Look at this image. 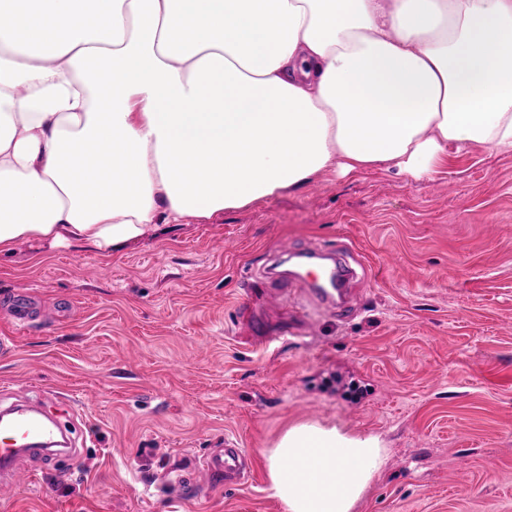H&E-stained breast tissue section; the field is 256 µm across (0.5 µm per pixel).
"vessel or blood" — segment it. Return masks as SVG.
I'll return each instance as SVG.
<instances>
[{"instance_id":"obj_1","label":"vessel or blood","mask_w":512,"mask_h":512,"mask_svg":"<svg viewBox=\"0 0 512 512\" xmlns=\"http://www.w3.org/2000/svg\"><path fill=\"white\" fill-rule=\"evenodd\" d=\"M301 271L297 276L305 293L335 313L337 319L348 320L357 311L352 288L355 268L340 248L320 247L299 257ZM62 434L57 420L27 407H13L0 413V489L20 487L28 478L16 460L21 445L39 443L53 445ZM245 449L237 440L225 439L223 447L211 449L195 461L183 481L187 487L224 481L231 485L245 476Z\"/></svg>"}]
</instances>
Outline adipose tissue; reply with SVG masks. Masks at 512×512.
Segmentation results:
<instances>
[{"label": "adipose tissue", "mask_w": 512, "mask_h": 512, "mask_svg": "<svg viewBox=\"0 0 512 512\" xmlns=\"http://www.w3.org/2000/svg\"><path fill=\"white\" fill-rule=\"evenodd\" d=\"M451 144L512 151V0H0V254L108 256L325 172L425 177ZM384 457L302 423L269 489L354 512Z\"/></svg>", "instance_id": "obj_1"}]
</instances>
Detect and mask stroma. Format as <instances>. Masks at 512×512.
<instances>
[{
	"instance_id": "stroma-1",
	"label": "stroma",
	"mask_w": 512,
	"mask_h": 512,
	"mask_svg": "<svg viewBox=\"0 0 512 512\" xmlns=\"http://www.w3.org/2000/svg\"><path fill=\"white\" fill-rule=\"evenodd\" d=\"M336 244L360 263L359 313L337 320L295 287L258 310L275 345L252 336L246 275ZM22 292L25 327L6 312ZM1 336L0 399L42 401L86 441L72 461L26 456L0 512H283L264 453L302 422L381 440L356 512H512V152L451 145L421 179L326 172L108 257L20 242L0 257ZM228 436L249 479L179 495Z\"/></svg>"
}]
</instances>
